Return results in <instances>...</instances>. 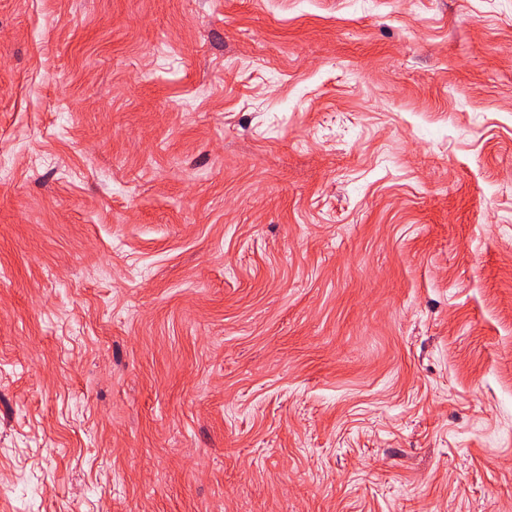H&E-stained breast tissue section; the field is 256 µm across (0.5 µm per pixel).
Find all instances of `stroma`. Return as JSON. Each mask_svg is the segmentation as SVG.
Returning a JSON list of instances; mask_svg holds the SVG:
<instances>
[{
  "mask_svg": "<svg viewBox=\"0 0 512 512\" xmlns=\"http://www.w3.org/2000/svg\"><path fill=\"white\" fill-rule=\"evenodd\" d=\"M0 512H512V0H0Z\"/></svg>",
  "mask_w": 512,
  "mask_h": 512,
  "instance_id": "obj_1",
  "label": "stroma"
}]
</instances>
